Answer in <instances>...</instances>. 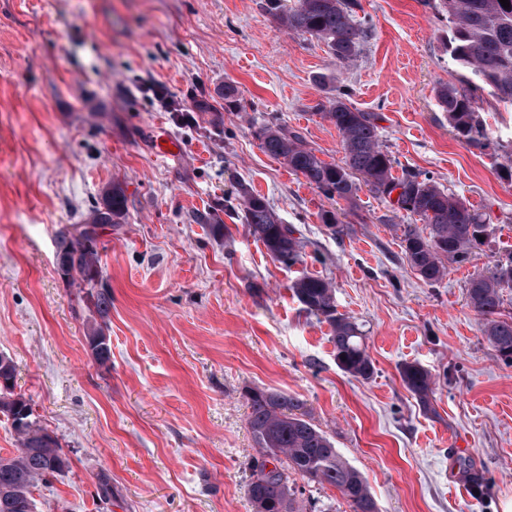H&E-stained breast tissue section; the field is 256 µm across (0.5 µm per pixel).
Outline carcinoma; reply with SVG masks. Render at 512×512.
<instances>
[{
  "label": "carcinoma",
  "instance_id": "carcinoma-1",
  "mask_svg": "<svg viewBox=\"0 0 512 512\" xmlns=\"http://www.w3.org/2000/svg\"><path fill=\"white\" fill-rule=\"evenodd\" d=\"M434 2L448 18L450 59L463 71L459 83L437 87L438 103L448 112V122L458 137L473 147L492 150L500 167L512 170V143L491 140L479 106V93L486 91L497 102L512 107V6L505 8L499 0ZM267 10L289 33L309 34L323 41L342 66L358 57L369 33L368 24L358 15L363 10L361 0H292L289 5L285 0H267ZM337 82L335 75L319 78V83L331 87L334 95L318 104V109L342 137L344 164L323 161L300 134L277 124L258 127L255 137L266 153L331 199L352 198L358 190V176L379 197L386 199L398 193L392 204L399 211L419 216L427 229L424 235L405 230L407 264L423 281H441L448 273V264L466 262L472 250L482 244L480 237L488 232L486 219L419 172L394 176L393 160L379 140L378 115L352 106L348 92ZM240 198L249 234L263 243L273 259L295 263L301 248L295 230L282 223L266 201L248 188H241ZM124 210L123 191L114 186L90 223L63 234L59 242L62 273L78 287L88 289L101 319L108 315L111 293L98 276L97 227L118 223ZM290 289L306 311L332 325L339 367L355 377L370 378L374 366L366 351L365 336L352 318L337 312L333 285L321 277L304 275L296 278ZM506 289H512V252L497 259L489 274L473 276L466 295L470 307L482 317L483 334L497 356L512 363V317L504 318L501 313ZM100 338H104L100 327L87 336L93 358L103 366L110 361L112 351L110 346L97 343ZM14 371L11 359L0 362V379L5 381L0 384V412L19 422L14 431L20 445L17 454L0 456V512H20L17 503H33L32 488L54 473L49 462L61 454L57 440L36 425L28 401L14 394ZM400 376L422 407L432 409L435 382L431 373L419 364L404 363ZM248 402V430L260 449V458L254 461L247 477V494L254 512H303L299 500L303 492L282 482L287 470L309 485L338 489L352 512H379L365 478L341 456L330 437L299 412L297 400L282 392L254 390ZM271 460L276 465L267 473L266 463Z\"/></svg>",
  "mask_w": 512,
  "mask_h": 512
}]
</instances>
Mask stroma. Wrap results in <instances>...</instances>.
<instances>
[{"label":"stroma","mask_w":512,"mask_h":512,"mask_svg":"<svg viewBox=\"0 0 512 512\" xmlns=\"http://www.w3.org/2000/svg\"><path fill=\"white\" fill-rule=\"evenodd\" d=\"M361 3L371 36L340 70L317 38L278 29L265 0H0V354L67 460L33 488L35 512H253L251 388L300 401L380 512L512 501V364L465 292L512 250V179L438 104V85L461 76L447 20L425 0ZM334 71L355 107L377 113L394 175L426 173L484 214L485 244L442 282L405 259L403 229L418 216L364 185L327 199L254 137L279 124L342 163L340 134L315 112L329 94L317 77ZM149 82L189 107L190 123L160 111L140 90ZM162 136L176 157L156 152ZM115 185L127 207L98 230L112 292L103 322L63 277L57 245ZM242 185L295 228L298 263L248 233ZM304 273L331 280L338 313L361 325L370 379L340 369L330 324L293 295ZM97 323L104 366L87 342ZM405 363L432 373L433 412L403 385Z\"/></svg>","instance_id":"stroma-1"}]
</instances>
